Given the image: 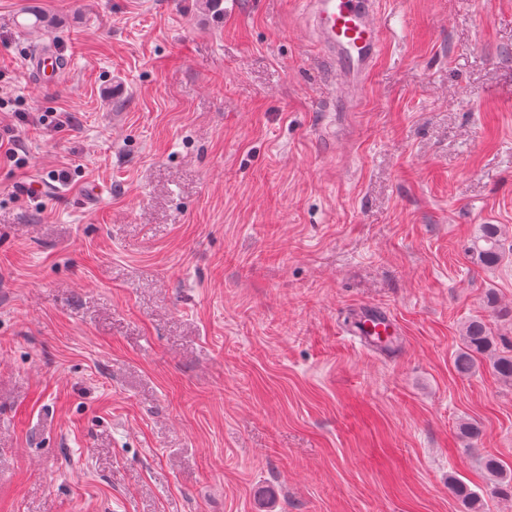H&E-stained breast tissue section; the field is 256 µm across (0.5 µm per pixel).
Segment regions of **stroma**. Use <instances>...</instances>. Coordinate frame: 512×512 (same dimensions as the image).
I'll use <instances>...</instances> for the list:
<instances>
[{
  "label": "stroma",
  "instance_id": "35a3bbf8",
  "mask_svg": "<svg viewBox=\"0 0 512 512\" xmlns=\"http://www.w3.org/2000/svg\"><path fill=\"white\" fill-rule=\"evenodd\" d=\"M379 10L335 117L297 0H0V512H512V383L453 364L512 340V0ZM33 65L39 78L42 77L43 84L50 86L58 82L61 60L53 50L48 49L40 57L35 58ZM470 253L481 266L492 268L504 258L500 227L496 224H483L473 240ZM393 324L392 318L385 311L376 306H369L360 316L357 325L349 330V334L357 336L362 345L368 346L371 345L372 336L380 335L381 332L387 333ZM463 348L454 359L458 372L469 373L477 363V357L489 358L494 372L505 382H512L511 345L498 347V340L492 335L487 321L483 318L469 320L464 328ZM505 349V350H504ZM485 471L496 478L492 489L494 495L504 498L512 497V475L506 472L501 462L495 456H488L484 459ZM450 487L461 500L466 512H485V501L478 493L471 491L462 482H454Z\"/></svg>",
  "mask_w": 512,
  "mask_h": 512
}]
</instances>
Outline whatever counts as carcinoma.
I'll return each mask as SVG.
<instances>
[{"label":"carcinoma","mask_w":512,"mask_h":512,"mask_svg":"<svg viewBox=\"0 0 512 512\" xmlns=\"http://www.w3.org/2000/svg\"><path fill=\"white\" fill-rule=\"evenodd\" d=\"M470 253L481 266L492 268L499 265L504 258L500 227L496 224H483L473 240ZM463 348L454 359L458 372L469 373L477 363V357L489 358L494 372L505 382H512V347H498V340L492 335L487 321L483 318L469 320L464 328ZM485 471L496 478L492 489L493 494L512 497V475L507 473L501 462L494 456L484 459ZM453 493L461 500L465 512H485V501L478 493L470 490L462 482L451 484Z\"/></svg>","instance_id":"1"}]
</instances>
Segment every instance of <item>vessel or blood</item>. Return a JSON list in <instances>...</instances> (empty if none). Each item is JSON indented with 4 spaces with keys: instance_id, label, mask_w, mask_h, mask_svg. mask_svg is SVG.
<instances>
[{
    "instance_id": "1",
    "label": "vessel or blood",
    "mask_w": 512,
    "mask_h": 512,
    "mask_svg": "<svg viewBox=\"0 0 512 512\" xmlns=\"http://www.w3.org/2000/svg\"><path fill=\"white\" fill-rule=\"evenodd\" d=\"M304 9L314 30L317 44L330 66L334 84L351 94L362 91L383 48L384 31L377 21L376 0H305ZM45 85L58 80L61 60L46 51L33 61ZM392 318L379 307H367L352 333L361 344L388 332Z\"/></svg>"
}]
</instances>
